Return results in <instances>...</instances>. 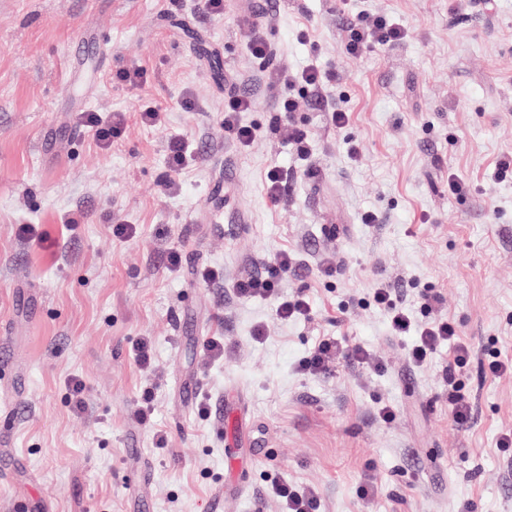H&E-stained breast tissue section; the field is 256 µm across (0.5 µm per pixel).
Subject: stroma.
Returning <instances> with one entry per match:
<instances>
[{
    "instance_id": "35a3bbf8",
    "label": "stroma",
    "mask_w": 512,
    "mask_h": 512,
    "mask_svg": "<svg viewBox=\"0 0 512 512\" xmlns=\"http://www.w3.org/2000/svg\"><path fill=\"white\" fill-rule=\"evenodd\" d=\"M360 11L408 38L348 56ZM249 21L241 0L220 15L199 0H0V512H279L276 480L314 488L321 512H512V464L497 447L512 430V373L488 370L492 355L512 361V181L490 178L512 152V0L491 11L481 0H276L259 19L264 61L248 51ZM79 34L109 61H73ZM133 62L146 83H113ZM312 63L336 79L323 98L296 94L291 119L313 144L304 160L272 131L269 75ZM243 92L256 106L242 119L260 130L245 151L223 127L225 99ZM334 102L350 114L340 130ZM147 105L164 109L162 126L141 122ZM83 112L124 113L123 137L100 149ZM175 135L198 159L166 193ZM273 166L288 175L275 206ZM78 208L84 223L67 225ZM366 211L378 223H361ZM24 224L39 240L20 235ZM117 224L132 236L116 237ZM282 252L284 287L307 297L309 319L281 322L272 299L233 293ZM205 268L223 283L201 282ZM378 283L420 322L422 294L437 295L470 345L456 374L467 427L448 407V348L411 365V337L391 335L368 296ZM324 334L371 351L380 369L342 359L330 375L303 374ZM212 337L226 344L218 361L201 352ZM143 338L146 369L134 359ZM147 389L149 427L134 416ZM220 406L237 415L235 470Z\"/></svg>"
}]
</instances>
